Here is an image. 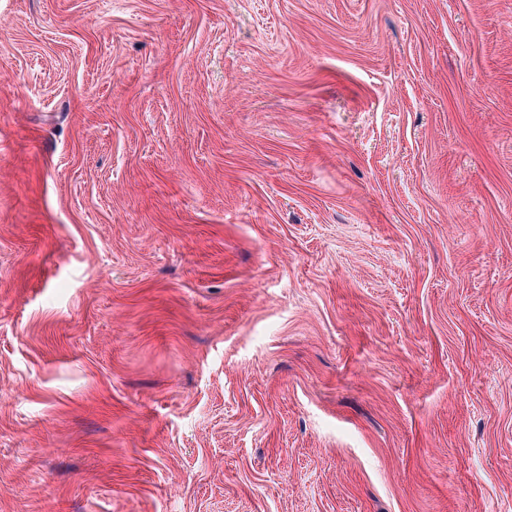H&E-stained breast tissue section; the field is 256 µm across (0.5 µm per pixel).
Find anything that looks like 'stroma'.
<instances>
[{"mask_svg": "<svg viewBox=\"0 0 512 512\" xmlns=\"http://www.w3.org/2000/svg\"><path fill=\"white\" fill-rule=\"evenodd\" d=\"M0 512H512V0H0Z\"/></svg>", "mask_w": 512, "mask_h": 512, "instance_id": "obj_1", "label": "stroma"}]
</instances>
